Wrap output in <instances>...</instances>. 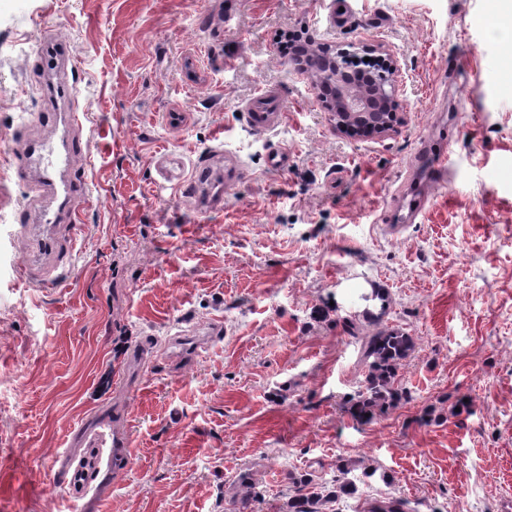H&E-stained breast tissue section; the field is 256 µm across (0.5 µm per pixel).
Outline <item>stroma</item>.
<instances>
[{"label":"stroma","mask_w":512,"mask_h":512,"mask_svg":"<svg viewBox=\"0 0 512 512\" xmlns=\"http://www.w3.org/2000/svg\"><path fill=\"white\" fill-rule=\"evenodd\" d=\"M499 0H0V512H64L56 459L98 405L119 411L129 465L88 512H224L237 477L282 512L289 474L351 461L364 499L414 512H512V32ZM380 45L397 58V133L347 137L280 49ZM67 41L73 99L41 80ZM274 94L282 120L252 128ZM76 101L82 142L65 178L80 223L63 278L15 280L27 262L24 155ZM451 160L436 181L421 148ZM242 180L180 189L197 167ZM426 202L396 229L398 191ZM387 325L417 338L410 398L371 425L342 407L361 378L336 323L362 284ZM222 332L184 363L127 355L193 324ZM471 410L422 425L425 408ZM268 97L266 93L259 95L248 114L252 125L260 130H270L281 120V113L268 102ZM408 502L404 499L394 497H381L362 505L361 512H410Z\"/></svg>","instance_id":"1"}]
</instances>
